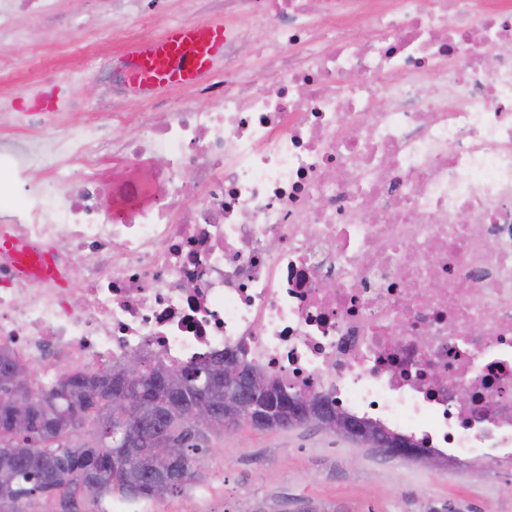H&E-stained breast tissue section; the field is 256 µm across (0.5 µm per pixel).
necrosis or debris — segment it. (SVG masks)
I'll return each mask as SVG.
<instances>
[{
    "label": "necrosis or debris",
    "mask_w": 512,
    "mask_h": 512,
    "mask_svg": "<svg viewBox=\"0 0 512 512\" xmlns=\"http://www.w3.org/2000/svg\"><path fill=\"white\" fill-rule=\"evenodd\" d=\"M104 9L143 43L170 22L168 0ZM197 10L224 56L184 96L135 93L107 55L73 123L0 114L24 198L0 193V351L37 391L62 359L241 354L440 458L512 462V54L476 66L512 45V0Z\"/></svg>",
    "instance_id": "1"
}]
</instances>
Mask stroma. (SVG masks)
<instances>
[{
  "instance_id": "35a3bbf8",
  "label": "stroma",
  "mask_w": 512,
  "mask_h": 512,
  "mask_svg": "<svg viewBox=\"0 0 512 512\" xmlns=\"http://www.w3.org/2000/svg\"><path fill=\"white\" fill-rule=\"evenodd\" d=\"M71 26L48 38L39 22L0 35V78L30 60L49 67L27 83L16 108L34 99L76 111L98 90L89 59L112 46V21L96 0H58ZM192 483L180 494L132 503L133 512H512V467L452 463L438 468L386 458L312 426L212 434Z\"/></svg>"
}]
</instances>
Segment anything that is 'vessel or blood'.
<instances>
[{
  "instance_id": "b4317fda",
  "label": "vessel or blood",
  "mask_w": 512,
  "mask_h": 512,
  "mask_svg": "<svg viewBox=\"0 0 512 512\" xmlns=\"http://www.w3.org/2000/svg\"><path fill=\"white\" fill-rule=\"evenodd\" d=\"M223 45V24L172 25L139 54L129 78L149 91L193 82L210 70Z\"/></svg>"
}]
</instances>
